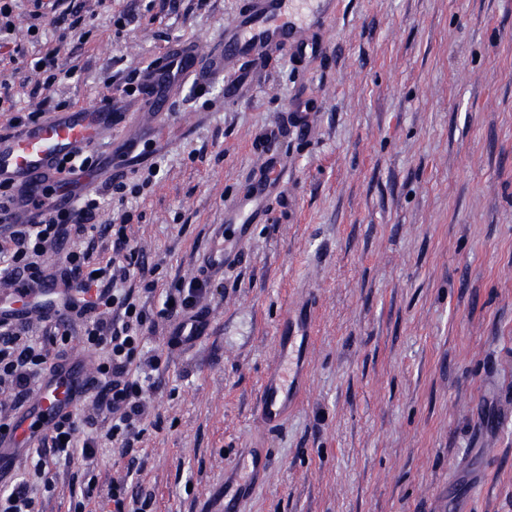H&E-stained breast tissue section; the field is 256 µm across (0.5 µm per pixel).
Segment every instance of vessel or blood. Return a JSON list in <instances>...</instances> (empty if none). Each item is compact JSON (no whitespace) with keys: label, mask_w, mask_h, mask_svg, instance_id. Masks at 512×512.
I'll return each instance as SVG.
<instances>
[{"label":"vessel or blood","mask_w":512,"mask_h":512,"mask_svg":"<svg viewBox=\"0 0 512 512\" xmlns=\"http://www.w3.org/2000/svg\"><path fill=\"white\" fill-rule=\"evenodd\" d=\"M335 13L336 0H248L247 8L225 23L219 37L170 47L143 74L136 97L118 95L91 107L48 113L17 131H0V182L24 187L31 196L49 194L54 201L72 202L102 181L127 175L144 159L145 126L165 123L186 85L223 80L224 101L233 103L246 91L248 77L227 75V64L252 62L282 48L298 55L318 54L324 45L308 33ZM96 144L103 145L105 152L95 167L58 172L59 159L81 155ZM275 189L272 180L259 181L248 194L225 203V223H252ZM57 294L49 286L36 294L25 288L9 289L0 298V314L22 318L53 314ZM89 363V356L83 354L76 364L60 365L36 390L30 407L0 437V472L12 462L9 449L36 446L60 415L73 410L77 395L89 388ZM291 389L292 379L284 368L265 374L256 408L260 428L273 431L283 424ZM268 466L266 452L246 449L226 467L224 493L210 501L208 512H241V503L263 480Z\"/></svg>","instance_id":"b4317fda"}]
</instances>
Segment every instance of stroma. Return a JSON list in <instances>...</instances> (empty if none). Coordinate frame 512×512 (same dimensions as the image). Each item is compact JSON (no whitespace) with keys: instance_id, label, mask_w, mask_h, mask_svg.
Returning <instances> with one entry per match:
<instances>
[{"instance_id":"stroma-1","label":"stroma","mask_w":512,"mask_h":512,"mask_svg":"<svg viewBox=\"0 0 512 512\" xmlns=\"http://www.w3.org/2000/svg\"><path fill=\"white\" fill-rule=\"evenodd\" d=\"M243 0H84L87 25L58 43L49 18L15 39L29 61L58 50L74 79L50 89L27 69L16 108L98 102L174 42L216 38ZM132 13L116 28L113 18ZM315 36L323 55L282 49L246 95L217 112L223 84L187 88L148 157L135 197L107 199L100 222L133 213L130 235L162 283L203 268L224 231V201L260 176L263 132L285 170L264 220L218 272L208 325L168 349L146 401L162 424L140 447H102L52 464L41 512H70L97 477L89 512H115L112 481L151 494L152 512H204L241 449H270L244 512H512V0H338ZM315 108L308 128L293 103ZM298 385L277 432L254 420L273 336L289 320Z\"/></svg>"}]
</instances>
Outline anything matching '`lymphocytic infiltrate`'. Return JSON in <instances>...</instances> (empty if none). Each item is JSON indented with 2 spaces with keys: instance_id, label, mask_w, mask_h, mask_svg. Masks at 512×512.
I'll use <instances>...</instances> for the list:
<instances>
[{
  "instance_id": "f902f5d3",
  "label": "lymphocytic infiltrate",
  "mask_w": 512,
  "mask_h": 512,
  "mask_svg": "<svg viewBox=\"0 0 512 512\" xmlns=\"http://www.w3.org/2000/svg\"><path fill=\"white\" fill-rule=\"evenodd\" d=\"M16 6V0H0V88L4 90L18 72L21 53L13 43ZM141 189L138 183L111 180L103 189L81 195L71 207L49 211L44 200L35 199L31 205L40 210L39 220L18 224L10 218L14 195L0 184V283L38 288L49 280L68 295L64 316L44 318L42 337L31 336L30 319L0 318V392L12 398L10 405H0V430L13 423L36 385L65 357L72 334H80L87 347L100 353L91 378L93 411L85 415L71 412L55 423L42 438L43 450L31 470L0 489V512H38L34 482H42L47 492L55 488L48 457L67 459L77 450L93 457L102 438L119 448H136L150 415L144 395L162 364L160 354L146 349L145 334L154 331L159 321L184 325L204 313L201 302L213 284L205 274L167 289V304L157 312L141 304V294L154 293L158 280L131 243L129 215H122L119 223L107 229L111 251L93 249V242L105 230L96 222L103 198L135 195ZM75 239L79 247L68 248V241ZM51 252L63 255L52 273L42 262ZM131 280L139 282V289L128 288ZM82 427L87 430L83 437L78 434Z\"/></svg>"
}]
</instances>
